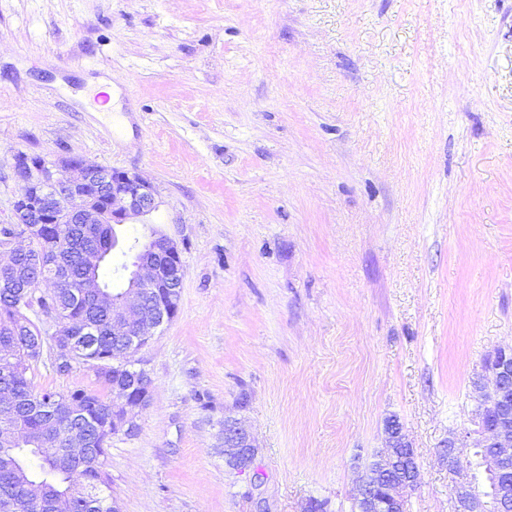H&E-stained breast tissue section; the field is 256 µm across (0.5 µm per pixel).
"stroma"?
Here are the masks:
<instances>
[{"label": "stroma", "instance_id": "obj_1", "mask_svg": "<svg viewBox=\"0 0 512 512\" xmlns=\"http://www.w3.org/2000/svg\"><path fill=\"white\" fill-rule=\"evenodd\" d=\"M21 152L141 175L160 206L119 235L182 248L108 448L122 512H356L391 417L405 512H455L443 443L512 346V0H0V225ZM33 381L98 386L47 355ZM228 417L261 479L225 467Z\"/></svg>", "mask_w": 512, "mask_h": 512}]
</instances>
